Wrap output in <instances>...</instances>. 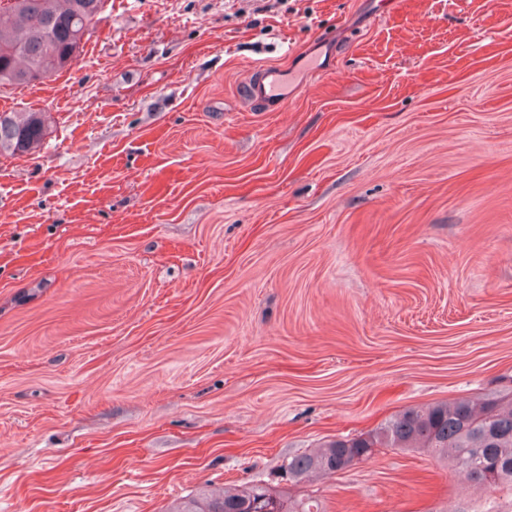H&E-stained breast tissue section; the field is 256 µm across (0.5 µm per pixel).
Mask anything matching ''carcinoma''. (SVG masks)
<instances>
[{
  "label": "carcinoma",
  "mask_w": 512,
  "mask_h": 512,
  "mask_svg": "<svg viewBox=\"0 0 512 512\" xmlns=\"http://www.w3.org/2000/svg\"><path fill=\"white\" fill-rule=\"evenodd\" d=\"M105 0H0V86L42 82L70 68L83 35L103 20ZM49 115L42 111L0 113V156L34 154L44 143ZM381 448L426 451L452 460L469 479L475 468L494 471L487 485L512 492V392L482 394L407 408L379 428L353 438H336L287 457L282 478L301 482L336 472L360 456L367 461ZM279 501L285 512H321L308 499L284 498L261 482L221 491L199 488L173 502L166 512H252L253 504Z\"/></svg>",
  "instance_id": "cac0c4a2"
}]
</instances>
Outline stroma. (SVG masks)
I'll return each mask as SVG.
<instances>
[{
	"label": "stroma",
	"instance_id": "1",
	"mask_svg": "<svg viewBox=\"0 0 512 512\" xmlns=\"http://www.w3.org/2000/svg\"><path fill=\"white\" fill-rule=\"evenodd\" d=\"M106 0L0 157V512H165L251 479L324 512L512 495L380 449L285 457L512 391V0ZM262 65L297 93L265 111ZM241 91L246 98L271 112L288 101V86L283 74L272 66H261L255 75L248 77ZM48 128L47 112H1L0 156L33 155L44 143Z\"/></svg>",
	"mask_w": 512,
	"mask_h": 512
}]
</instances>
